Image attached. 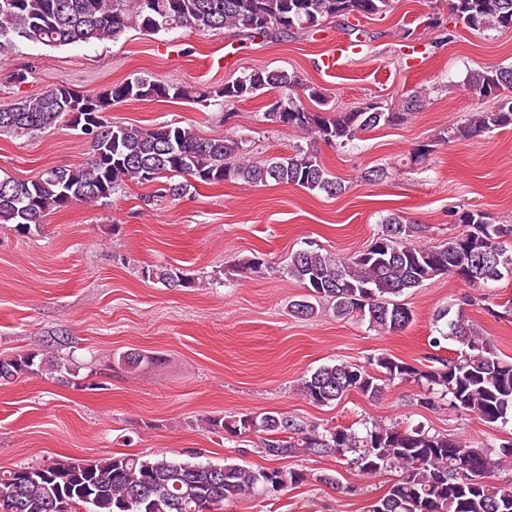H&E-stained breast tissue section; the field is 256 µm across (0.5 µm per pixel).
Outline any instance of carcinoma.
<instances>
[{"instance_id":"cac0c4a2","label":"carcinoma","mask_w":512,"mask_h":512,"mask_svg":"<svg viewBox=\"0 0 512 512\" xmlns=\"http://www.w3.org/2000/svg\"><path fill=\"white\" fill-rule=\"evenodd\" d=\"M454 18L474 31L512 29V0H453ZM391 0H0V56L23 42L61 47L77 42L116 40L139 28L149 34L188 29L204 34L234 28L249 37L288 38L312 33L328 20L381 15ZM475 93L496 101L492 109H476L437 135L446 144L474 140L512 126V67H486L467 80ZM280 93L265 118L315 139L344 147L381 125L393 126L425 106L418 93L394 111L379 101L337 109L295 72L267 67L210 90L190 84L139 76L93 94L59 85L0 109V135L28 136L58 122L79 128L90 142L85 160L75 167L46 170L34 181L0 178V224L28 233L42 218L74 204L104 205L129 181L156 184L155 197H180L198 184H292L335 196L345 186L324 167L316 153L300 146L286 157L263 162L244 157V141L228 132L200 137L193 128L172 122L149 127L115 125L106 118L112 106L159 99L205 103L248 101L267 92ZM320 109L307 110L301 98ZM182 181L176 182L174 178ZM464 230L435 243L420 240L422 226L397 214L381 221L369 247L350 257L321 249H301L284 273L305 294L288 304L300 319L317 313L325 302L336 317H357L382 333L400 332L413 321L402 294L424 282L452 276L469 286H484L512 269V225L497 224L479 209L450 212ZM259 256L233 261L243 274H258ZM141 275L167 288H195L199 278L179 267L147 266ZM443 322L429 344L451 341L457 356L433 354L414 365L380 353L366 366L335 361L301 379L302 396L315 406H328L352 391L374 397L387 385L414 382L422 403L449 397L454 408L487 424L512 418V359L495 353L463 310L437 316ZM60 342L38 351L0 357V381L50 376L65 382L68 371ZM210 432L241 436L258 434L263 453L287 458L309 453L330 457L362 476L388 469L397 479L373 501L367 512H512V485L499 479L501 463L512 461V441L499 445L498 458L478 445L420 426L364 422L362 427H307L283 412L238 413L207 420ZM58 477L78 476L70 492L40 475L21 481L14 469L0 470V512H209L245 495L269 497L306 480V474L279 467L246 468L157 455L112 454L82 463L53 458Z\"/></svg>"}]
</instances>
